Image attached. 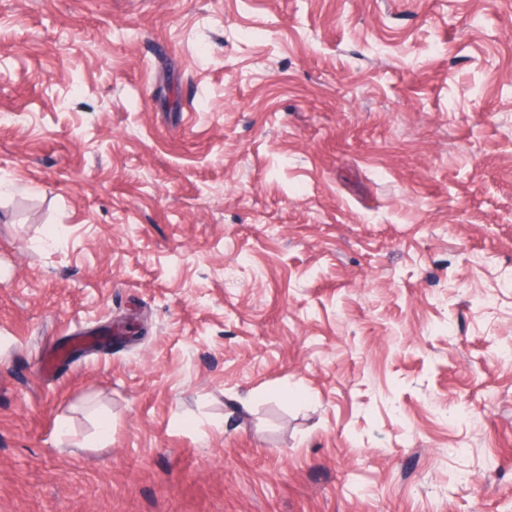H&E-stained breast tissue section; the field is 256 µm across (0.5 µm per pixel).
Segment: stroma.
I'll list each match as a JSON object with an SVG mask.
<instances>
[{"instance_id": "1", "label": "stroma", "mask_w": 512, "mask_h": 512, "mask_svg": "<svg viewBox=\"0 0 512 512\" xmlns=\"http://www.w3.org/2000/svg\"><path fill=\"white\" fill-rule=\"evenodd\" d=\"M3 112L0 512H512V0H0Z\"/></svg>"}]
</instances>
